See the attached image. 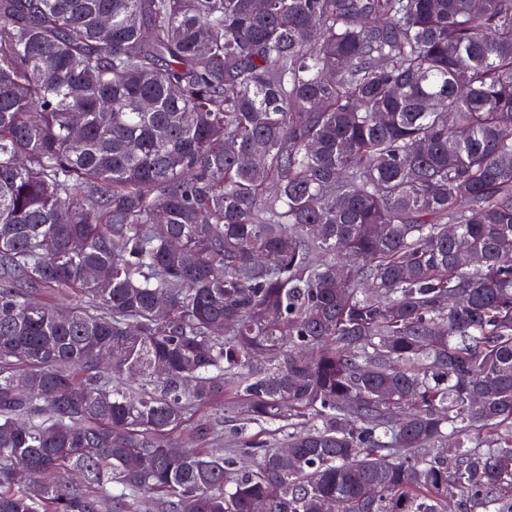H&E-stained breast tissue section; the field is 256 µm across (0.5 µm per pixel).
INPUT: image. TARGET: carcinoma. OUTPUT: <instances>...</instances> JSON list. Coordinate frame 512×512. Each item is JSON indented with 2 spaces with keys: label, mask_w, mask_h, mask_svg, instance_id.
<instances>
[{
  "label": "carcinoma",
  "mask_w": 512,
  "mask_h": 512,
  "mask_svg": "<svg viewBox=\"0 0 512 512\" xmlns=\"http://www.w3.org/2000/svg\"><path fill=\"white\" fill-rule=\"evenodd\" d=\"M147 493L512 512V0H0V512Z\"/></svg>",
  "instance_id": "obj_1"
}]
</instances>
